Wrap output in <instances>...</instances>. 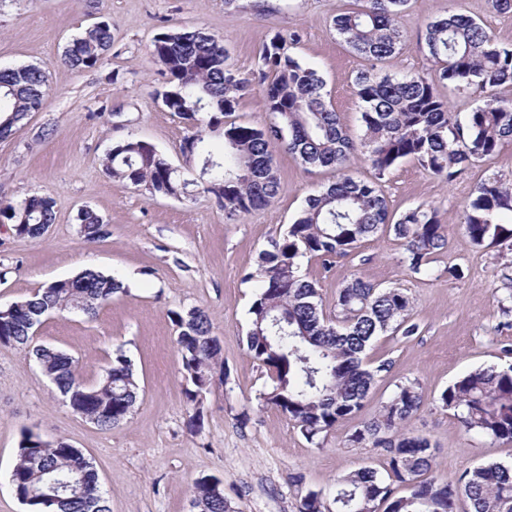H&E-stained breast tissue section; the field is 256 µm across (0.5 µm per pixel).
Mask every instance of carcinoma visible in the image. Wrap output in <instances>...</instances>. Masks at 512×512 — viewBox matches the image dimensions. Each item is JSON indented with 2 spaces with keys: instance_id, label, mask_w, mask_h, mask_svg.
I'll use <instances>...</instances> for the list:
<instances>
[{
  "instance_id": "1",
  "label": "carcinoma",
  "mask_w": 512,
  "mask_h": 512,
  "mask_svg": "<svg viewBox=\"0 0 512 512\" xmlns=\"http://www.w3.org/2000/svg\"><path fill=\"white\" fill-rule=\"evenodd\" d=\"M360 2L357 10L336 11V33L367 61L393 56L402 46L398 18L407 0ZM286 44L281 33L271 34L259 49V68L251 79L228 76L224 40L203 29L160 33L152 56L168 77L171 95L165 96L163 105L194 126L204 122L222 133L221 149L214 148L201 129L187 140L194 143L195 157L212 162L199 173L196 186L227 216L246 215L275 201L277 146L305 166L337 172L336 181L309 196L284 236L262 253L257 273L244 275L262 282L250 308L246 346L272 381L263 399L312 443L360 412L380 373L389 371L388 360L375 366L364 362L372 342L388 332L409 339L418 334L419 325L406 294L360 277L339 290L333 314H325L316 282L300 274V259H314L327 270L334 258L348 255L388 227L403 240L408 269L419 273L447 243V225L435 209L419 206L393 222L378 184L357 181L345 170L359 155L380 180L401 161L412 160L448 181L475 160L512 144V99L496 94L499 86L512 84V49L497 46L470 16L450 11L428 21L423 48L435 63L432 73L397 78L366 69L356 75L353 88L363 103L364 127L356 142L327 100L323 77L290 55ZM111 46L110 26L98 22L73 39L64 51V63L73 69L92 68ZM254 79L267 84L272 120L261 127L228 120L240 92ZM46 86L47 77L37 66L0 70V139L41 109ZM445 86L479 92L483 105L462 121L440 93ZM106 170L115 179L158 195L176 189L183 193L188 186L153 144L136 138L110 150ZM0 220L11 224L17 235L36 238L43 225L54 223V202L32 196L0 203ZM78 220L87 241L106 235L95 212L86 209ZM460 224L478 247L512 248V185L496 179L479 184ZM121 290L117 280L94 270L72 281L54 282L0 311V344L26 346L45 316L69 311L80 302L81 311L93 315ZM173 321L179 329L176 343L182 370L192 384L186 390L193 406L189 424L198 428L203 396L216 367L223 365L220 346L204 310L175 312ZM35 357L73 412L95 419L105 429L132 414L139 386L123 351L110 356L95 384L80 379L76 361L63 351L41 346ZM439 401L466 430L512 441V365L478 368L448 386ZM422 403L419 383L399 385L381 406L379 417L349 436L354 446L370 442L387 448L388 475L411 485L409 495H395L377 470L362 467L339 477L331 497L307 491L300 497L298 512H457L461 499L468 503L467 512H512V465L479 464L455 480L420 479L433 468L435 447L429 438L405 431V425ZM10 485L29 512H110L90 461L61 439L23 434ZM191 508L230 512L224 492L215 491L206 477L195 483Z\"/></svg>"
}]
</instances>
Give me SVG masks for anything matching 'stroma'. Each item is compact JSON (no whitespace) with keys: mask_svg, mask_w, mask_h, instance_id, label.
Returning <instances> with one entry per match:
<instances>
[{"mask_svg":"<svg viewBox=\"0 0 512 512\" xmlns=\"http://www.w3.org/2000/svg\"><path fill=\"white\" fill-rule=\"evenodd\" d=\"M358 6V0H0V69L33 64L48 78L42 108L0 139V200L47 196L55 211L54 223L37 238L0 226V308L88 268L124 282L123 292L95 316L76 310L46 316L33 342L71 354L91 383L102 377L107 358L123 351L140 386L129 418L104 429L66 405L31 348L0 345V512H26L11 491L10 474L27 431L81 450L110 512H190L201 477L222 481L235 512H297L299 488L328 494L339 476L359 467L385 473L384 447L353 446L348 437L410 381L420 384L425 400L406 428L435 445L433 477L454 479L481 463L512 464V442L466 431L439 402L442 391L468 373L512 362L503 354L512 348V327L504 326L498 309L499 300L512 295V251L475 246L459 222L479 183L512 180V144L448 182L410 160L378 181L394 216L424 205L448 224V243L428 271L410 272L400 240L386 231L327 270L301 259V273L316 281L324 311L333 310L339 289L359 275L406 294L421 327L411 340L387 334L373 343L369 360H390V370L359 413L311 443L261 398L270 379L245 344L260 284L244 275L336 173L304 167L276 150L274 203L227 219L196 186L198 162L182 150L193 126L157 96L167 86L151 56L161 32L202 28L223 36L229 63L243 76L256 69L266 35L295 32L291 54L320 72L345 129L360 139L363 106L353 79L368 63L331 23L338 8ZM450 10L489 29L496 45L512 47V13L497 12L491 0H408L400 18L403 48L378 63V71L397 77L430 72L420 36L429 20ZM102 20L112 29L111 49L94 68L67 66L69 43ZM129 138L153 144L188 182L187 195L155 197L113 180L103 161ZM84 209L102 218L105 237L85 240L78 221ZM457 268L462 278L451 277ZM195 307L212 320L224 373L207 391L202 426L193 432L172 314ZM297 475L299 487L292 482Z\"/></svg>","mask_w":512,"mask_h":512,"instance_id":"obj_1","label":"stroma"}]
</instances>
